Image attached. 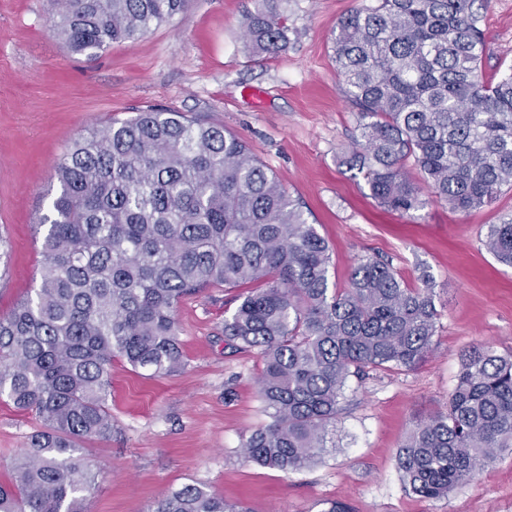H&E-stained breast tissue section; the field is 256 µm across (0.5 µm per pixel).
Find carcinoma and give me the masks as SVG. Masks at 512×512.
I'll list each match as a JSON object with an SVG mask.
<instances>
[{
	"label": "carcinoma",
	"mask_w": 512,
	"mask_h": 512,
	"mask_svg": "<svg viewBox=\"0 0 512 512\" xmlns=\"http://www.w3.org/2000/svg\"><path fill=\"white\" fill-rule=\"evenodd\" d=\"M478 0H374L340 18L342 91L356 108L351 166L384 207H423L407 164L433 197L466 212L512 186V70L479 74ZM189 0H54L51 29L88 61L135 43ZM244 36L275 54L290 28L254 0ZM57 195L38 219L43 264L35 293L0 316V396L42 421L0 512H90L95 473L83 444L112 437V360L149 377L184 366L176 309L206 288L261 282L224 336L263 357L258 393L269 418L242 443L245 458L284 473L329 448L349 379L409 369L432 349V287L413 288L381 260L330 287L332 256L278 177L224 126L164 108L111 119L55 164ZM483 246L512 266V215ZM512 449V354L461 355L448 408L410 429L396 466L404 490L435 499L472 482ZM147 512H249L196 484Z\"/></svg>",
	"instance_id": "1"
}]
</instances>
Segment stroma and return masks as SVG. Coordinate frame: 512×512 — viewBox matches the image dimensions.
Masks as SVG:
<instances>
[{
    "label": "stroma",
    "mask_w": 512,
    "mask_h": 512,
    "mask_svg": "<svg viewBox=\"0 0 512 512\" xmlns=\"http://www.w3.org/2000/svg\"><path fill=\"white\" fill-rule=\"evenodd\" d=\"M360 0H276L293 29L275 55L256 51L241 20L253 0H190L171 23L92 61L68 54L50 27V0H0V236L9 258L0 315L33 294L43 257L39 214L56 188L66 148L108 118L162 106L224 126L247 142L301 202L332 250L331 285L343 289L365 256L388 260L409 284H435L440 313L432 351L410 369L350 379L336 446L311 467L282 473L248 461L243 440L267 422L257 351L226 345L224 321L241 288H209L179 304L184 368L148 378L112 363V437L86 443L98 473L92 512H145L163 493L203 486L250 512H512V452L503 451L448 496L406 494L396 453L416 421L445 411L463 350L512 352V268L482 245L488 225L512 214V188L489 205L456 212L429 192L408 214L385 210L344 159L355 109L341 91L333 41ZM481 72L512 68V0H487ZM41 425L0 400V482H10L28 436Z\"/></svg>",
    "instance_id": "35a3bbf8"
}]
</instances>
